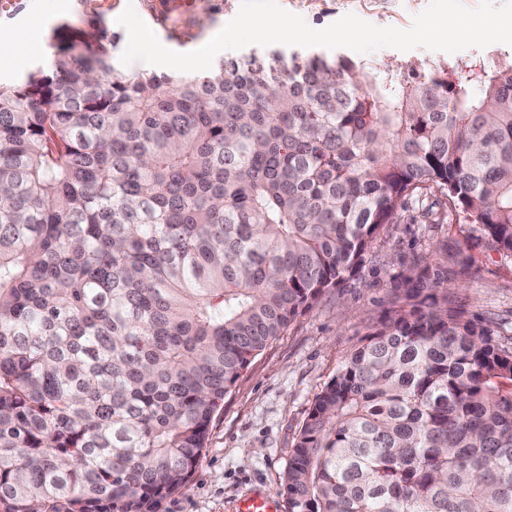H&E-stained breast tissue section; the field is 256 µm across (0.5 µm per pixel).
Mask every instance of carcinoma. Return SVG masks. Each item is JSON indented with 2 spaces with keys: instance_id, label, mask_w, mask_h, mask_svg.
Here are the masks:
<instances>
[{
  "instance_id": "obj_1",
  "label": "carcinoma",
  "mask_w": 512,
  "mask_h": 512,
  "mask_svg": "<svg viewBox=\"0 0 512 512\" xmlns=\"http://www.w3.org/2000/svg\"><path fill=\"white\" fill-rule=\"evenodd\" d=\"M53 39L0 87V512H153L406 200L448 197L512 253V64L170 77ZM422 293L317 394L286 512H512V349Z\"/></svg>"
}]
</instances>
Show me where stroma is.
I'll return each instance as SVG.
<instances>
[{"label":"stroma","instance_id":"1","mask_svg":"<svg viewBox=\"0 0 512 512\" xmlns=\"http://www.w3.org/2000/svg\"><path fill=\"white\" fill-rule=\"evenodd\" d=\"M241 0H12L0 12V44L13 52L0 64V87L17 85L53 52L52 34L62 24L93 34L96 46L116 58V71L141 72L145 63L120 64L128 34L117 24L126 6L167 48L191 52L209 42L238 13ZM314 29L352 13L379 27L409 29L429 0H278ZM344 56L373 73L390 67L403 78L422 80L468 62L494 69L512 63V46L493 43L455 53L384 47L368 53L320 46L249 45L225 50L223 60L256 56L291 65L307 54ZM444 223H429L422 206L398 209L394 223L373 241L360 272L324 295L259 354L224 397L208 431L193 475L179 491L161 498L155 512H234L237 499L262 491L281 496L282 475L292 446L318 393L345 357L391 310L403 305L409 280L421 281L448 304L490 325L496 339L512 346V253L492 248L479 225L451 201L439 207Z\"/></svg>","mask_w":512,"mask_h":512}]
</instances>
